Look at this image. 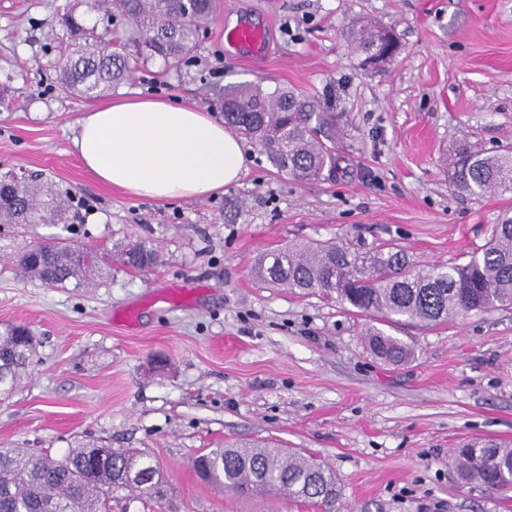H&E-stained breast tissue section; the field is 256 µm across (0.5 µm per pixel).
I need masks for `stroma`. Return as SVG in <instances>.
I'll use <instances>...</instances> for the list:
<instances>
[{
  "label": "stroma",
  "mask_w": 512,
  "mask_h": 512,
  "mask_svg": "<svg viewBox=\"0 0 512 512\" xmlns=\"http://www.w3.org/2000/svg\"><path fill=\"white\" fill-rule=\"evenodd\" d=\"M76 2L0 0V172L38 171L71 193L83 246L142 241L160 260L114 266L94 288H49L20 276L12 254L56 227L0 224V325L30 327L37 353L0 396V448L59 454L97 440L150 454L168 482L162 505L122 491L112 512H311L227 495L191 465L257 441L328 464L337 512H512V490L464 485L449 466L465 441H512V309L401 323L392 333L415 356L393 366L367 351L363 317L251 272L261 252L325 241L461 264L512 218V192H458L443 164L464 144L512 152V0H215L190 63L145 61L93 100L56 82L70 42L60 18L83 15ZM368 20L400 45L377 71L349 40ZM244 23L262 31L261 50L227 41ZM242 83L291 86L334 112L344 175L295 177L249 142L237 183L156 201L82 166L81 113L144 96L219 118L214 88Z\"/></svg>",
  "instance_id": "stroma-1"
}]
</instances>
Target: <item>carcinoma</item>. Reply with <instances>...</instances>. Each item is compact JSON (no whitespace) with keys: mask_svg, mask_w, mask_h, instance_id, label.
<instances>
[{"mask_svg":"<svg viewBox=\"0 0 512 512\" xmlns=\"http://www.w3.org/2000/svg\"><path fill=\"white\" fill-rule=\"evenodd\" d=\"M86 15L104 13L102 33L84 36L71 14L64 25L73 36L63 56L58 86L82 98H96L131 72V62L159 57L174 67L188 62L198 32L213 21L212 0H82ZM382 26L366 22L349 35L360 65L369 68L374 37ZM111 35L123 52L101 55L96 45ZM224 123L254 142L273 164L304 179L334 178L340 158L332 145L336 114L293 88L269 91L260 85H234L222 93ZM452 187L469 195L512 190V155L463 147L446 157ZM70 199L44 176L30 174L0 187L1 224H63ZM40 251L21 246L13 262L21 274L53 288H84L90 278L74 258L73 241L38 242ZM120 265L145 269L158 253L144 244L117 254ZM263 282L336 297L351 312L369 319L364 336L370 353L389 365L414 356L404 340L384 330L401 320L442 322L471 312L512 308V219L495 224L486 243L463 264L414 266L393 243L359 252L343 243L312 244L272 250L255 261ZM18 324L0 329V393H12L33 359ZM452 465L460 482L487 489L512 483V443L474 441L454 451ZM199 477L238 497L270 496L300 502L317 512H335L340 498L336 472L317 458L270 445L216 448L193 460ZM136 492L161 504L166 480L159 463L134 448L80 442L61 455L48 450L0 448V512H112V495Z\"/></svg>","mask_w":512,"mask_h":512,"instance_id":"1","label":"carcinoma"}]
</instances>
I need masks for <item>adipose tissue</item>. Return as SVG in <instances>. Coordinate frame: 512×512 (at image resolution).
Returning <instances> with one entry per match:
<instances>
[{"mask_svg":"<svg viewBox=\"0 0 512 512\" xmlns=\"http://www.w3.org/2000/svg\"><path fill=\"white\" fill-rule=\"evenodd\" d=\"M74 147L96 179L157 201L204 196L247 169L241 139L201 108L120 98L82 113Z\"/></svg>","mask_w":512,"mask_h":512,"instance_id":"obj_1","label":"adipose tissue"}]
</instances>
